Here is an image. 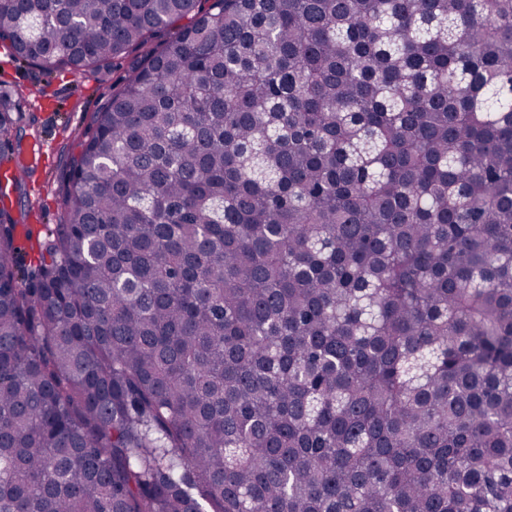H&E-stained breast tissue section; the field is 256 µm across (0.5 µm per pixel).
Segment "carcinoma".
<instances>
[{
	"label": "carcinoma",
	"mask_w": 512,
	"mask_h": 512,
	"mask_svg": "<svg viewBox=\"0 0 512 512\" xmlns=\"http://www.w3.org/2000/svg\"><path fill=\"white\" fill-rule=\"evenodd\" d=\"M0 42L129 62L35 264L0 207V512H512V0H0Z\"/></svg>",
	"instance_id": "cac0c4a2"
}]
</instances>
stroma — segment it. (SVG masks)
I'll list each match as a JSON object with an SVG mask.
<instances>
[{"label": "stroma", "instance_id": "35a3bbf8", "mask_svg": "<svg viewBox=\"0 0 512 512\" xmlns=\"http://www.w3.org/2000/svg\"><path fill=\"white\" fill-rule=\"evenodd\" d=\"M126 75L123 67L104 77L49 75L15 60L6 47L0 46V82L23 92L15 129L24 143L35 142L40 147L37 169L12 193L13 210L26 212V223L31 228L40 230L58 223L61 198L57 181L67 154L87 127L92 112Z\"/></svg>", "mask_w": 512, "mask_h": 512}]
</instances>
